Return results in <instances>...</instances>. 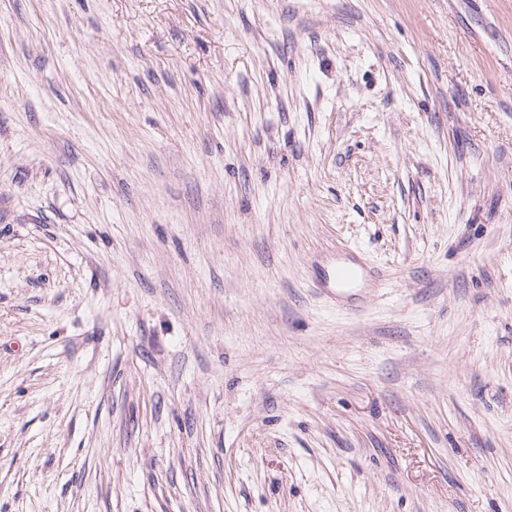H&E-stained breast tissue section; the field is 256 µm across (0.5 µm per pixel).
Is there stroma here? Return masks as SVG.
<instances>
[{"label":"stroma","instance_id":"35a3bbf8","mask_svg":"<svg viewBox=\"0 0 512 512\" xmlns=\"http://www.w3.org/2000/svg\"><path fill=\"white\" fill-rule=\"evenodd\" d=\"M0 512H512V0H0ZM366 277L365 268L362 265L337 260L334 265L318 268L315 274V284L326 290L329 295L336 296V300L346 295L345 289L350 288Z\"/></svg>","mask_w":512,"mask_h":512}]
</instances>
